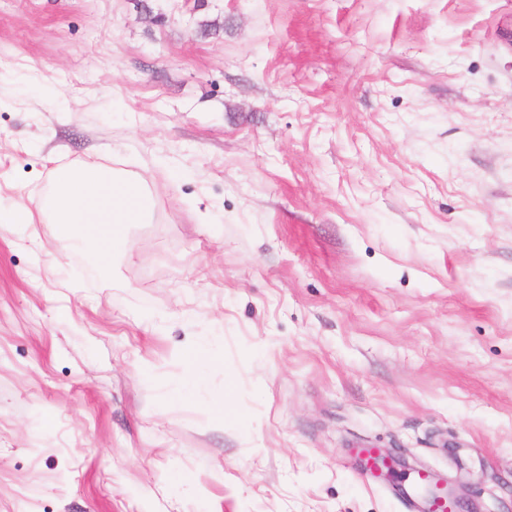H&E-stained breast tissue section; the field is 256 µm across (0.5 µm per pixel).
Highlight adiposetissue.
I'll list each match as a JSON object with an SVG mask.
<instances>
[{"label": "adipose tissue", "mask_w": 512, "mask_h": 512, "mask_svg": "<svg viewBox=\"0 0 512 512\" xmlns=\"http://www.w3.org/2000/svg\"><path fill=\"white\" fill-rule=\"evenodd\" d=\"M153 211L142 180L101 165L57 168L42 207L46 221L68 228L67 248L90 249L104 267L125 252V225L147 223Z\"/></svg>", "instance_id": "ef3b65f1"}]
</instances>
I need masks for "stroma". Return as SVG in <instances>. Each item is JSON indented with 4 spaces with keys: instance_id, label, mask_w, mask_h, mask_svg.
<instances>
[{
    "instance_id": "35a3bbf8",
    "label": "stroma",
    "mask_w": 512,
    "mask_h": 512,
    "mask_svg": "<svg viewBox=\"0 0 512 512\" xmlns=\"http://www.w3.org/2000/svg\"><path fill=\"white\" fill-rule=\"evenodd\" d=\"M80 164L154 195L109 269ZM15 201L0 512H412L363 445L512 512V0H0ZM154 199L142 180L101 165L57 168L42 214L50 224L65 228V248H88L98 264L110 267L125 252L124 224H144L152 219Z\"/></svg>"
}]
</instances>
